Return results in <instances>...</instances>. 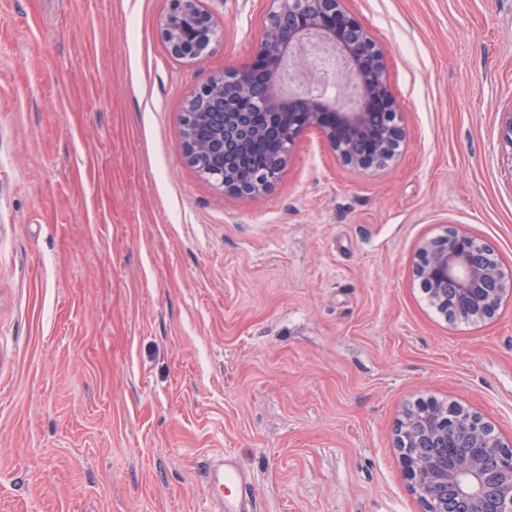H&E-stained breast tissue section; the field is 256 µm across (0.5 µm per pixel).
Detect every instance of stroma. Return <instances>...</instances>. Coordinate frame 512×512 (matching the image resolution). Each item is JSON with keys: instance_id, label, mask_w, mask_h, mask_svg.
I'll use <instances>...</instances> for the list:
<instances>
[{"instance_id": "35a3bbf8", "label": "stroma", "mask_w": 512, "mask_h": 512, "mask_svg": "<svg viewBox=\"0 0 512 512\" xmlns=\"http://www.w3.org/2000/svg\"><path fill=\"white\" fill-rule=\"evenodd\" d=\"M203 5L184 62L168 0H0V512H208L227 453L259 512H422L406 408L512 436V300L451 322L415 275L453 227L512 268V0H343L405 141L364 172L307 132L261 197L202 178L180 118L268 2ZM169 1V10L160 21L163 42L176 58H199L217 37L211 14L201 0Z\"/></svg>"}]
</instances>
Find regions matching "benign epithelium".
Here are the masks:
<instances>
[{"label":"benign epithelium","mask_w":512,"mask_h":512,"mask_svg":"<svg viewBox=\"0 0 512 512\" xmlns=\"http://www.w3.org/2000/svg\"><path fill=\"white\" fill-rule=\"evenodd\" d=\"M251 63L216 76L188 101L182 115L184 153L206 179L228 192L265 194L280 178L290 148L318 131L347 166L369 170L395 156L404 140L383 47L341 0H269ZM160 34L176 58L202 56L217 31L202 0H170ZM312 37L337 50L346 68L342 90L329 98L303 51ZM282 134L279 166L247 183L223 167L224 150L247 152L270 125ZM415 274L431 304L449 320L484 321L512 294V270L469 233L448 234L419 247ZM407 478L424 512H512V442L477 414L426 400L407 409L396 427Z\"/></svg>","instance_id":"7a95c632"}]
</instances>
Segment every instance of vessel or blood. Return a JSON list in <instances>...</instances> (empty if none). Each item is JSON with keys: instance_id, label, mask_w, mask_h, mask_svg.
Returning a JSON list of instances; mask_svg holds the SVG:
<instances>
[{"instance_id": "vessel-or-blood-1", "label": "vessel or blood", "mask_w": 512, "mask_h": 512, "mask_svg": "<svg viewBox=\"0 0 512 512\" xmlns=\"http://www.w3.org/2000/svg\"><path fill=\"white\" fill-rule=\"evenodd\" d=\"M201 477L213 503V512H258L250 480L232 456L205 461Z\"/></svg>"}]
</instances>
